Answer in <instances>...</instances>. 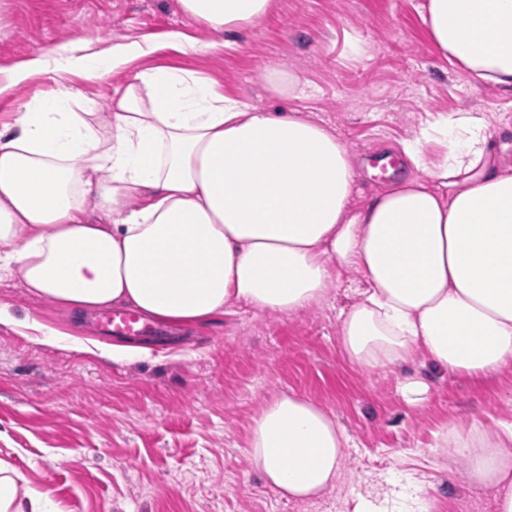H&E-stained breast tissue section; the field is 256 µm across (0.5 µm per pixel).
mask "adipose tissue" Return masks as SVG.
Returning a JSON list of instances; mask_svg holds the SVG:
<instances>
[{"instance_id":"1","label":"adipose tissue","mask_w":512,"mask_h":512,"mask_svg":"<svg viewBox=\"0 0 512 512\" xmlns=\"http://www.w3.org/2000/svg\"><path fill=\"white\" fill-rule=\"evenodd\" d=\"M221 34L272 0H178ZM429 39L476 78L512 89V0H426ZM143 44L42 52L0 69V97L41 74L0 125V278L74 314L113 305L190 326L243 305L297 314L335 279L364 282L339 340L364 369L417 355L491 377L512 363V165L482 112H439L403 152L415 175L352 203L343 141L298 112L248 109L183 68L137 71L108 113L68 83L104 80ZM512 423L457 446L471 484L512 512ZM347 437L313 401L282 394L254 419L249 455L265 481L307 501L335 486ZM0 459V512H59Z\"/></svg>"}]
</instances>
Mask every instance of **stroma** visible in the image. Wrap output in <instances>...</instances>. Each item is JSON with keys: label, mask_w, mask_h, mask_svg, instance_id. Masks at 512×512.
<instances>
[{"label": "stroma", "mask_w": 512, "mask_h": 512, "mask_svg": "<svg viewBox=\"0 0 512 512\" xmlns=\"http://www.w3.org/2000/svg\"><path fill=\"white\" fill-rule=\"evenodd\" d=\"M0 67L40 51L69 56L129 41L149 54L103 82L75 89L108 108L145 67L186 68L248 107L294 110L334 130L359 161L357 201L386 179L369 170L401 157L403 143L436 112L474 110L499 121L512 145V91L473 82L430 41L424 0H273L255 26L217 36L177 0H7ZM207 43L193 52L173 34ZM299 80L296 96L267 87L269 69ZM362 281L343 275L298 315L231 308L174 333L138 341L131 358L109 357L112 338L88 317L31 298L19 278L0 280V303L59 330L46 344L0 325V458L62 512H350L362 494L393 508L399 480L421 487L438 512H493L468 480L454 440L493 435L512 420V365L489 379L417 356L363 371L343 355L340 319ZM97 341L96 349L81 347ZM429 385L421 405L400 393L406 378ZM303 396L345 430L340 482L314 503L288 500L249 457L254 418L272 398ZM451 444L440 447V435Z\"/></svg>", "instance_id": "obj_1"}]
</instances>
